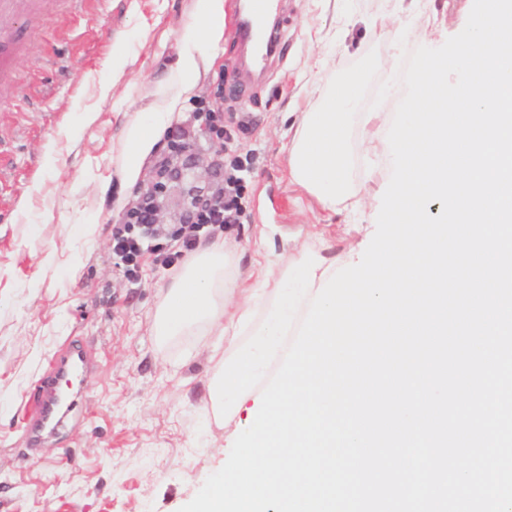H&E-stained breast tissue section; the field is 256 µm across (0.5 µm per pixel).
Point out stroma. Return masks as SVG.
<instances>
[{"label": "stroma", "mask_w": 512, "mask_h": 512, "mask_svg": "<svg viewBox=\"0 0 512 512\" xmlns=\"http://www.w3.org/2000/svg\"><path fill=\"white\" fill-rule=\"evenodd\" d=\"M200 0H96L73 21L75 0H34L15 33L24 47L15 82L0 84V512H179L224 464V438L242 431L202 404L210 363L196 337L169 343L155 315L175 270L145 255L136 279L114 265L112 227L137 205L169 143L199 139L221 109L233 139L224 154L246 170L242 217L216 232L235 271L287 268L309 246L333 259L355 241L346 214L321 209L288 174L291 118L320 106L317 87L369 52L377 82L433 28L456 32L466 0H279L274 52L248 64L239 0H224V34L190 87L179 81L185 32ZM393 83V81H392ZM402 84L379 109L394 114ZM170 106L169 124L135 173L131 127ZM353 182L367 205L388 184L386 156L354 150ZM95 370L52 447L30 451L26 405L66 340Z\"/></svg>", "instance_id": "35a3bbf8"}]
</instances>
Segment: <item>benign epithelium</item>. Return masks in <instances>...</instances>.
I'll return each mask as SVG.
<instances>
[{"label":"benign epithelium","mask_w":512,"mask_h":512,"mask_svg":"<svg viewBox=\"0 0 512 512\" xmlns=\"http://www.w3.org/2000/svg\"><path fill=\"white\" fill-rule=\"evenodd\" d=\"M159 167L163 173H155L154 180L143 193L154 209L161 210L164 200L173 192L178 194L179 206L184 211L203 198L202 183L207 178L208 168L191 154V146L178 144L172 147L161 159Z\"/></svg>","instance_id":"benign-epithelium-1"}]
</instances>
